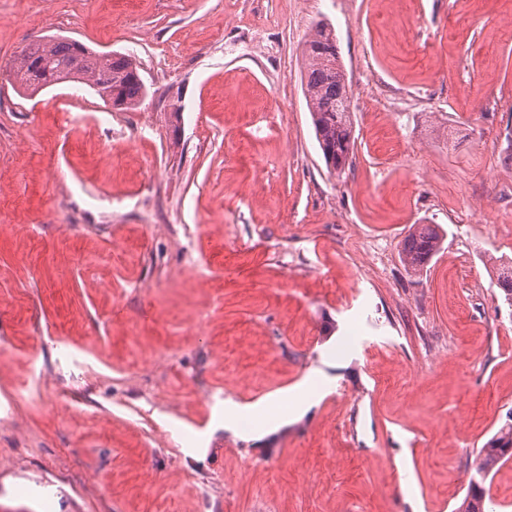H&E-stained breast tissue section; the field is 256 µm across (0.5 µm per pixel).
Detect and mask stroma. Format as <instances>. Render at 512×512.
<instances>
[{"mask_svg":"<svg viewBox=\"0 0 512 512\" xmlns=\"http://www.w3.org/2000/svg\"><path fill=\"white\" fill-rule=\"evenodd\" d=\"M51 35L132 55L143 103L18 95ZM511 139L512 0H0V512H456L512 417ZM415 224L446 232L416 275ZM308 376L279 428L209 424ZM304 94L314 133L329 169L327 153L336 161L352 162L355 137L350 112L349 87L331 29L318 22L305 42ZM345 101H349L345 105Z\"/></svg>","mask_w":512,"mask_h":512,"instance_id":"stroma-1","label":"stroma"}]
</instances>
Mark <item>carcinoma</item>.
Listing matches in <instances>:
<instances>
[{"label": "carcinoma", "instance_id": "1", "mask_svg": "<svg viewBox=\"0 0 512 512\" xmlns=\"http://www.w3.org/2000/svg\"><path fill=\"white\" fill-rule=\"evenodd\" d=\"M304 94L314 133L322 155L350 164L355 137L349 87L339 60L336 40L328 25L319 22L305 42ZM14 80L33 93L65 82L81 84L112 108L126 111L136 106L147 89L139 66L131 56L119 52H94L76 40L52 36L33 48L22 50L13 64ZM439 225L415 224L406 236L402 261L409 272L421 271L442 248ZM498 287L512 304V261L497 270ZM512 459V423H505L484 444L478 455L477 472L486 477L496 467ZM482 485L470 482L458 512H488Z\"/></svg>", "mask_w": 512, "mask_h": 512}]
</instances>
